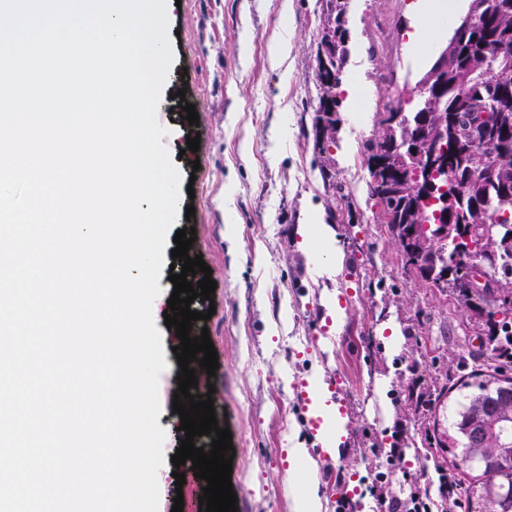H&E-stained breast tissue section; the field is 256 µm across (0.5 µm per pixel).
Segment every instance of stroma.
<instances>
[{
  "instance_id": "stroma-1",
  "label": "stroma",
  "mask_w": 512,
  "mask_h": 512,
  "mask_svg": "<svg viewBox=\"0 0 512 512\" xmlns=\"http://www.w3.org/2000/svg\"><path fill=\"white\" fill-rule=\"evenodd\" d=\"M346 31L345 75L357 74L370 98L352 107L338 92L336 132L318 143L321 89L317 52L326 24L325 0H181L169 4L174 62L162 90V139L193 195L180 206L174 230H196L191 255L202 256L217 287L208 331L218 354L213 379L218 426L230 429L235 457L231 482L238 512H294L302 494H317L319 512H339L360 498V512H380L367 472L380 469L392 496L410 499L438 485L440 469L468 470L438 445L448 427L450 391L419 416L403 401L408 385L442 386L460 360L496 366L485 327L448 292L406 269L380 209L369 193L367 145L389 108L413 111L414 84L453 32H433L435 50L419 52L420 0H340ZM284 41L280 64L272 44ZM184 100H175L177 91ZM193 104L198 125L183 119ZM199 136V152L187 137ZM329 227L332 242L320 237ZM344 311L336 320L333 307ZM168 365L159 380L166 431L174 455L185 431L172 409L180 371L179 339L154 313ZM321 388L342 432L328 452L311 433L310 393ZM308 456L291 457V438ZM401 449L391 459L390 449ZM160 473L159 512L183 494V512H199L206 485L182 465Z\"/></svg>"
}]
</instances>
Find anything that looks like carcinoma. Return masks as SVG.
<instances>
[{"label": "carcinoma", "instance_id": "1", "mask_svg": "<svg viewBox=\"0 0 512 512\" xmlns=\"http://www.w3.org/2000/svg\"><path fill=\"white\" fill-rule=\"evenodd\" d=\"M326 26L317 57V76L322 90L317 112L318 129L330 137L336 129V95L341 83L344 37L338 0H325ZM471 24L463 31L454 30L451 40L457 52L444 70L435 72L431 66L417 82L416 88H430L436 102L418 97L417 110L399 113L394 128H383L367 150L368 159L378 156L387 147L401 149L408 142H421L432 149L431 134L445 145L444 157L453 174L446 192H440V181L421 162L405 160L399 179L388 182L368 168L370 195L381 207L391 232L399 225L416 218L436 226L431 214L438 210L455 211L456 222L463 224H498L512 226V66L501 64L505 54L512 55V0H470ZM483 106L499 105L500 122L494 127L476 124L467 129L456 122L462 100ZM423 112L430 114L429 126L419 122ZM472 249L464 254L445 249L437 255L440 266L452 265L455 273L465 272L479 259L480 249L491 247L490 241L476 233L471 238ZM496 273L502 280L501 289L512 294V253L498 259ZM487 324L512 326V306L487 312ZM495 356L512 364V333L496 338ZM473 382L461 381L468 389L458 403L454 421L448 430V447L459 448L473 460L480 449L465 442L463 431L468 413L481 409L486 413L512 414V397L505 395L503 386L512 385V378L496 371L470 373ZM452 489L467 495L475 512H512V459L486 467L482 474L469 480L452 478Z\"/></svg>", "mask_w": 512, "mask_h": 512}]
</instances>
